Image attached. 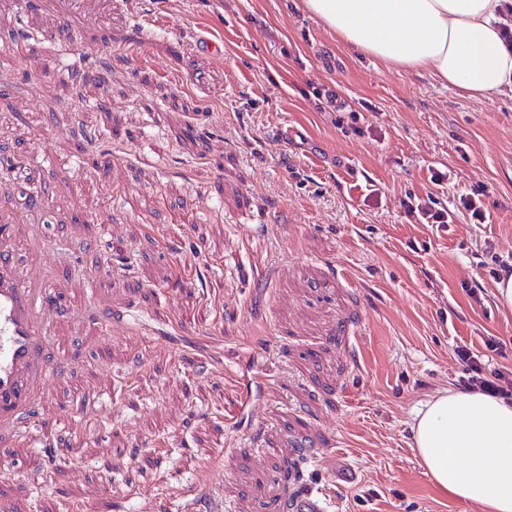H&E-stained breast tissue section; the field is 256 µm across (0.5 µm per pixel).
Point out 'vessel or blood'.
Instances as JSON below:
<instances>
[{
    "label": "vessel or blood",
    "mask_w": 512,
    "mask_h": 512,
    "mask_svg": "<svg viewBox=\"0 0 512 512\" xmlns=\"http://www.w3.org/2000/svg\"><path fill=\"white\" fill-rule=\"evenodd\" d=\"M8 236V225L0 224V428L28 422L41 398L40 383L51 370L45 353L52 336L40 319L45 295L18 281L12 253L3 246ZM285 508L327 512L322 493L306 485L295 490Z\"/></svg>",
    "instance_id": "b4317fda"
}]
</instances>
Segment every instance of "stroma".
Listing matches in <instances>:
<instances>
[{
    "label": "stroma",
    "instance_id": "stroma-1",
    "mask_svg": "<svg viewBox=\"0 0 512 512\" xmlns=\"http://www.w3.org/2000/svg\"><path fill=\"white\" fill-rule=\"evenodd\" d=\"M0 216L57 356L0 439V512H285L298 478L329 512H479L407 420L461 387L456 347L512 370L511 95L399 72L302 0H0ZM427 199L428 201L416 196L408 197L404 205L410 220L414 224H449L448 212L433 207L431 197L427 196Z\"/></svg>",
    "mask_w": 512,
    "mask_h": 512
}]
</instances>
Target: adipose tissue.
<instances>
[{
  "instance_id": "obj_1",
  "label": "adipose tissue",
  "mask_w": 512,
  "mask_h": 512,
  "mask_svg": "<svg viewBox=\"0 0 512 512\" xmlns=\"http://www.w3.org/2000/svg\"><path fill=\"white\" fill-rule=\"evenodd\" d=\"M331 36L469 97L512 93V0H303ZM410 447L431 483L481 512H512V402L443 387L414 408Z\"/></svg>"
}]
</instances>
